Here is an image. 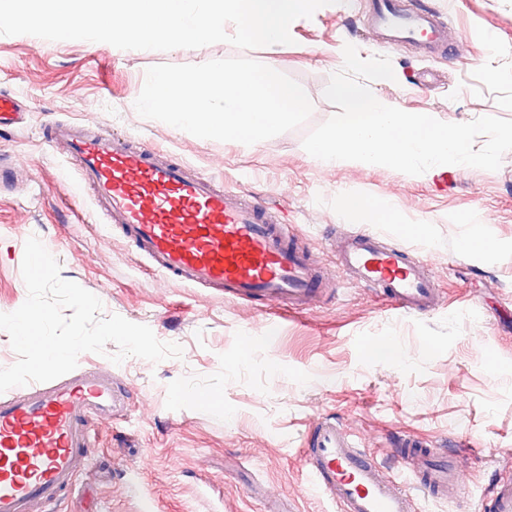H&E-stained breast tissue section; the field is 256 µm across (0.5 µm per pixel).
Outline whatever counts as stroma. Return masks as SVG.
<instances>
[{"label": "stroma", "mask_w": 512, "mask_h": 512, "mask_svg": "<svg viewBox=\"0 0 512 512\" xmlns=\"http://www.w3.org/2000/svg\"><path fill=\"white\" fill-rule=\"evenodd\" d=\"M457 37V54L394 49L366 23L370 0H334L293 22V44L239 49L215 43L171 51L121 50L93 42L0 35V91L29 105L26 124L0 132V159L13 169L0 188V313L27 298L24 244L37 236L61 276L103 303L104 314L149 326L183 349L154 364L129 357L112 367L124 390L111 419L96 420L95 461L73 494L36 512H337L309 489L297 453L310 423L336 418L387 474L405 465L396 439L416 433L461 451L468 494L418 512H476L493 471L512 472V151L498 170L446 166L418 176L346 161L321 164L304 137L338 108L324 96L343 67L345 44L374 66L396 71L380 93L406 112L465 123L512 119V0H425ZM497 38L488 48L486 33ZM245 57L296 80L313 111L300 127L250 146L201 139L140 117L134 102L148 68ZM86 123L173 155L226 188L277 206L299 245L319 264L324 291L308 309L224 298L149 268L80 185L47 124ZM357 193L389 203L392 222L373 229L427 260L443 296L439 309L400 314L340 269L333 236L354 232L340 198ZM495 242L492 252L461 250L466 236ZM280 331L249 344L269 319ZM393 339L397 359L378 363L368 343ZM212 396V408L190 395ZM136 474L128 484V474Z\"/></svg>", "instance_id": "stroma-1"}]
</instances>
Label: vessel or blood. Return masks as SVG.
I'll return each instance as SVG.
<instances>
[{"label":"vessel or blood","instance_id":"1","mask_svg":"<svg viewBox=\"0 0 512 512\" xmlns=\"http://www.w3.org/2000/svg\"><path fill=\"white\" fill-rule=\"evenodd\" d=\"M367 22L395 48L432 53L453 46L436 11L407 0H372ZM25 115L20 100L0 93V130L19 127ZM47 140L64 144L109 224L155 271L245 301L297 308L317 298L319 277L309 253L266 203L118 134L58 122ZM336 259L353 281L383 294L401 312L426 314L439 303L424 259L379 235L338 239ZM115 399L111 370L82 363L68 377L30 383L0 398V512H32L69 491L94 455L90 418L111 415ZM400 446L424 498L444 501L462 492L457 453L411 433L401 436ZM300 461L307 480L338 512H416L399 478L386 474L374 453L335 419L310 427ZM479 512H512L511 475L496 477L481 494Z\"/></svg>","mask_w":512,"mask_h":512}]
</instances>
